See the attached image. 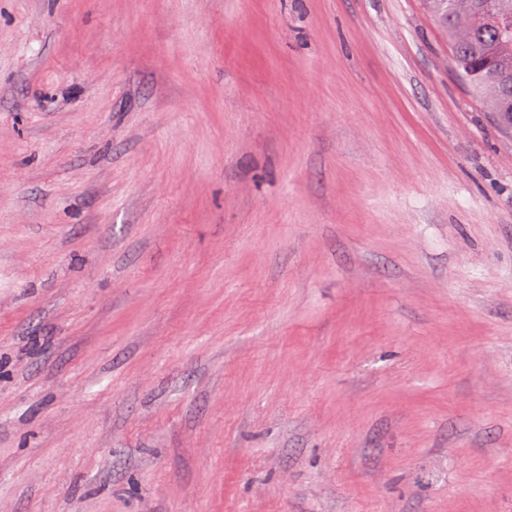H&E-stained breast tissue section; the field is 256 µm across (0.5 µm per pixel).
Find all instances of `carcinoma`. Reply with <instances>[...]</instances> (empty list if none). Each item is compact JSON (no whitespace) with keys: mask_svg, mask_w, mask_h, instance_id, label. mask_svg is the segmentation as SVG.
Here are the masks:
<instances>
[{"mask_svg":"<svg viewBox=\"0 0 512 512\" xmlns=\"http://www.w3.org/2000/svg\"><path fill=\"white\" fill-rule=\"evenodd\" d=\"M434 18L448 16L457 75L469 93L512 131V0H424Z\"/></svg>","mask_w":512,"mask_h":512,"instance_id":"obj_1","label":"carcinoma"}]
</instances>
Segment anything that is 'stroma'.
I'll return each mask as SVG.
<instances>
[{"instance_id": "obj_1", "label": "stroma", "mask_w": 512, "mask_h": 512, "mask_svg": "<svg viewBox=\"0 0 512 512\" xmlns=\"http://www.w3.org/2000/svg\"><path fill=\"white\" fill-rule=\"evenodd\" d=\"M0 512H512V135L422 0H0Z\"/></svg>"}]
</instances>
